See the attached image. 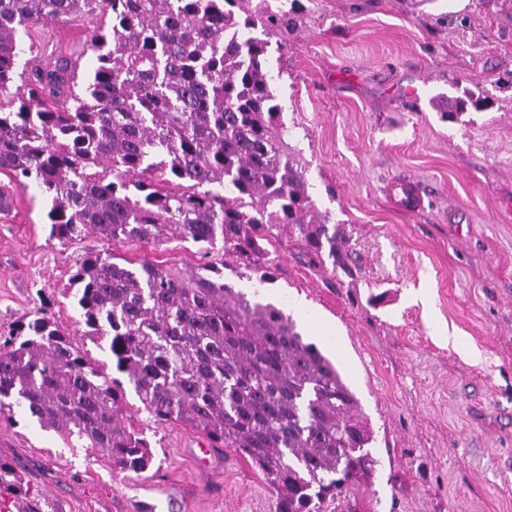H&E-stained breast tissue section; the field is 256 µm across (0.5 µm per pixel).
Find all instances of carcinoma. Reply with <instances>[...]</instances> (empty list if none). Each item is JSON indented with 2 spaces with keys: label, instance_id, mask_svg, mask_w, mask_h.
Segmentation results:
<instances>
[{
  "label": "carcinoma",
  "instance_id": "carcinoma-1",
  "mask_svg": "<svg viewBox=\"0 0 512 512\" xmlns=\"http://www.w3.org/2000/svg\"><path fill=\"white\" fill-rule=\"evenodd\" d=\"M239 0H0V172L46 199L49 238L94 235L111 248L71 275L80 329L45 307L0 335V418L14 406L63 441L139 475L154 455L124 407L112 362L155 422L179 421L258 468L276 512H357L374 431L337 366L284 311L228 279L274 281L265 244L288 233L298 258L354 278L360 254L317 209L300 151L285 140L267 70L277 20ZM111 17L93 30L92 81L77 63L20 61L19 33L48 20ZM191 241L224 264L118 263L121 248ZM0 512H57L0 459Z\"/></svg>",
  "mask_w": 512,
  "mask_h": 512
}]
</instances>
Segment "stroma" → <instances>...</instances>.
Masks as SVG:
<instances>
[{"label": "stroma", "mask_w": 512, "mask_h": 512, "mask_svg": "<svg viewBox=\"0 0 512 512\" xmlns=\"http://www.w3.org/2000/svg\"><path fill=\"white\" fill-rule=\"evenodd\" d=\"M287 24L267 27L268 70L290 143L319 209L346 225L363 257L339 285L267 243L277 270L264 301L291 308L303 337L335 361L375 440L366 512H512V0H246ZM86 21L44 23L28 39L48 59L79 53ZM416 88L418 99L405 97ZM417 178L424 208L400 211L388 182ZM0 334L49 305L62 328L79 311L64 290L95 237H49L36 188L0 173ZM138 263H200L178 237L123 248ZM384 304L366 303L369 292ZM154 454L141 476L70 448L24 417L0 419V458L22 466L58 512H275L263 474L228 448L198 464L200 437L159 424L127 391Z\"/></svg>", "instance_id": "1"}]
</instances>
